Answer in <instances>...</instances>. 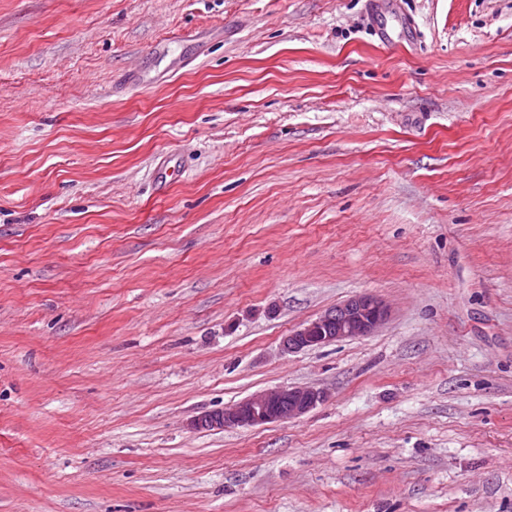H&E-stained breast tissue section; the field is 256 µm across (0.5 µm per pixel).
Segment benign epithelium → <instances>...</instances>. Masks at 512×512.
I'll list each match as a JSON object with an SVG mask.
<instances>
[{
    "label": "benign epithelium",
    "mask_w": 512,
    "mask_h": 512,
    "mask_svg": "<svg viewBox=\"0 0 512 512\" xmlns=\"http://www.w3.org/2000/svg\"><path fill=\"white\" fill-rule=\"evenodd\" d=\"M389 316L387 304L370 293L357 295L300 325L282 340L286 353L374 334ZM326 399L325 392L310 386L263 390L224 407L208 411L191 421L197 430L229 427L253 428L298 419Z\"/></svg>",
    "instance_id": "7a95c632"
}]
</instances>
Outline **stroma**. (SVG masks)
I'll use <instances>...</instances> for the list:
<instances>
[{
    "mask_svg": "<svg viewBox=\"0 0 512 512\" xmlns=\"http://www.w3.org/2000/svg\"><path fill=\"white\" fill-rule=\"evenodd\" d=\"M366 3L0 0V512H512V0ZM389 316L387 304L377 295L365 293L326 310L289 333L282 340L286 353L374 334ZM326 399L325 392L310 386L277 387L250 395L220 411H208L191 421L197 430L253 428L298 419Z\"/></svg>",
    "mask_w": 512,
    "mask_h": 512,
    "instance_id": "35a3bbf8",
    "label": "stroma"
}]
</instances>
